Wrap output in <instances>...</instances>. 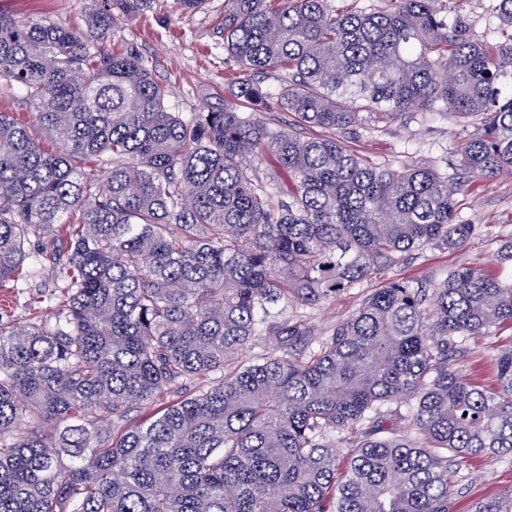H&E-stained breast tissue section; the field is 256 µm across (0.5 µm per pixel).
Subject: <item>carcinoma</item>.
Returning a JSON list of instances; mask_svg holds the SVG:
<instances>
[{
	"mask_svg": "<svg viewBox=\"0 0 512 512\" xmlns=\"http://www.w3.org/2000/svg\"><path fill=\"white\" fill-rule=\"evenodd\" d=\"M500 38L470 37L443 0L336 11L327 0H224V53L277 70L242 79L224 108L185 119L144 58L110 47L115 19L65 23L0 14V89L33 106L53 149L0 112V287L32 240L65 284L55 323L0 319V512H452L448 459L512 454V344L497 385L448 362L455 341L512 331V241L501 274L454 269L434 291L394 280L319 344L294 352L316 306L380 260L464 245L448 175L374 164L339 135L414 110L481 121L459 166L512 172V0H489ZM328 134L272 130L268 102ZM272 157L288 187L255 159ZM110 162L105 180L85 170ZM278 347L177 401L149 423H112L165 388L224 367L255 337ZM405 400L415 436L375 428L341 457L330 437L379 423ZM474 512H512L488 498Z\"/></svg>",
	"mask_w": 512,
	"mask_h": 512,
	"instance_id": "1",
	"label": "carcinoma"
}]
</instances>
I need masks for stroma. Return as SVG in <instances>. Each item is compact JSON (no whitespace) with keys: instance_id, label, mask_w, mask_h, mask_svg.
<instances>
[{"instance_id":"stroma-1","label":"stroma","mask_w":512,"mask_h":512,"mask_svg":"<svg viewBox=\"0 0 512 512\" xmlns=\"http://www.w3.org/2000/svg\"><path fill=\"white\" fill-rule=\"evenodd\" d=\"M488 0H450L449 8L462 16L472 38L494 42L498 21L487 11ZM111 0H0V13L18 18H47L83 30L90 11L111 9ZM224 0H208L193 14L181 13L176 0H158L144 10L119 16L112 30L111 45L131 48L149 62L156 80L169 90L168 108L192 116L223 108L224 99L241 73L224 54ZM477 126L457 127L451 117L423 118L410 112L388 124L375 123L343 134V142L373 162L395 167L437 165L451 182L460 183L456 198L460 221L477 230L464 246L450 248L429 244L395 254L382 262L379 270L361 286L331 297L313 308L288 307L275 310L279 321L301 320L311 328V336L300 343L301 351H312L318 337L330 335L342 321L356 313L373 289L393 279H404L414 287L429 291L458 267H479L494 273L500 246L512 241V173L493 179L461 180L457 150L465 135L477 133ZM63 281L51 263L26 261L24 273L7 291L8 303L0 307V319L28 321L34 297L58 292ZM507 333L477 336L458 344L452 361L472 382L495 386L494 358L507 342ZM223 371L189 379L163 393L154 405L128 412L124 425L148 418L155 408L200 389L212 386ZM454 512H472L475 503L489 497L512 494V455L489 454L453 464Z\"/></svg>"}]
</instances>
